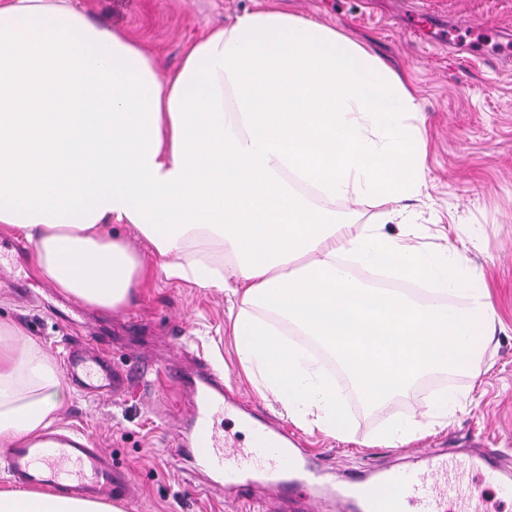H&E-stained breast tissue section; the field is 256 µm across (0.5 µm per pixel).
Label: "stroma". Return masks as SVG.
<instances>
[{"label":"stroma","mask_w":512,"mask_h":512,"mask_svg":"<svg viewBox=\"0 0 512 512\" xmlns=\"http://www.w3.org/2000/svg\"><path fill=\"white\" fill-rule=\"evenodd\" d=\"M261 0H87L96 22L122 28L158 49L162 73L177 69L186 49L212 27L257 10ZM275 8L342 31L367 47L414 87L426 132V188L410 200L423 244L467 242L470 257L493 292L500 317L496 336L475 373H437L420 379L381 410L349 394L348 439L290 424L281 405L262 398L241 375L227 313L226 293L192 288L155 271L149 286L124 308L71 309L72 298L38 281L29 255L0 237V324H15L63 364L69 345L89 342L115 372H146L111 397L70 383L59 424L89 435L115 467L127 470L130 489L114 496L124 512H319L334 508L332 485L352 483L419 462V450L467 459L496 448L512 478V66L495 68L496 54L512 53V0H272ZM224 373V390L270 423L287 427L302 463L325 485L282 501L263 486L253 500H235L207 485L188 462H174L172 427L184 399L167 372L187 374L197 358ZM454 389L466 403L448 428L402 448L376 437L394 417L419 413L433 393Z\"/></svg>","instance_id":"obj_1"}]
</instances>
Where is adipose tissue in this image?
<instances>
[{"mask_svg": "<svg viewBox=\"0 0 512 512\" xmlns=\"http://www.w3.org/2000/svg\"><path fill=\"white\" fill-rule=\"evenodd\" d=\"M420 110L367 48L274 8L212 29L163 77L78 0H0V235L30 243L59 292L114 310L152 274L112 233L132 225L166 278L239 299L230 334L260 393L342 440V396L287 330L320 343L374 409L424 375L471 370L495 331L466 250L425 248L417 224L397 236L342 224L321 204L368 199L382 222L403 217L425 184ZM64 403L57 364L0 325V452L53 426ZM465 408L438 394L379 440L401 447ZM0 512L123 510L9 488Z\"/></svg>", "mask_w": 512, "mask_h": 512, "instance_id": "adipose-tissue-1", "label": "adipose tissue"}]
</instances>
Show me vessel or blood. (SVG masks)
Here are the masks:
<instances>
[{"instance_id":"obj_1","label":"vessel or blood","mask_w":512,"mask_h":512,"mask_svg":"<svg viewBox=\"0 0 512 512\" xmlns=\"http://www.w3.org/2000/svg\"><path fill=\"white\" fill-rule=\"evenodd\" d=\"M67 371L91 395L107 397L119 387L108 360L92 349L69 355ZM175 385L185 399L174 428L175 447L192 448L237 497L249 498L247 477L254 472L278 493L290 495L297 490L298 483L290 475L299 471V460L290 453L284 434L260 418L246 419L250 444L240 458L226 461L216 421L229 413L239 414L241 407L225 399L222 372L205 367L196 376L176 378ZM420 457L415 468L393 470L376 481L352 486L349 494L359 512H445L457 494L450 478L455 464L425 451ZM6 461L14 481L23 487L62 488L81 499L112 496L129 481L127 473L114 468L111 456L88 435L58 427L20 441Z\"/></svg>"}]
</instances>
